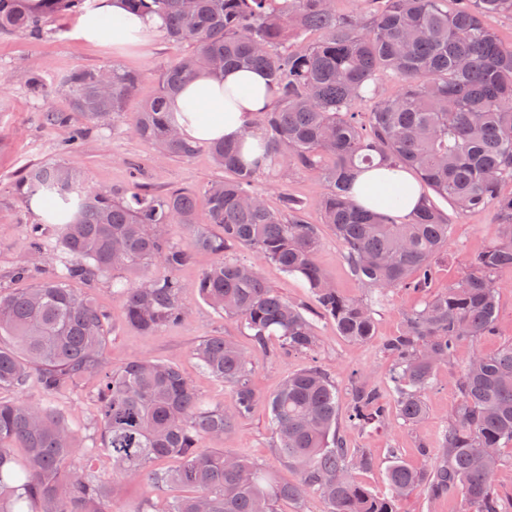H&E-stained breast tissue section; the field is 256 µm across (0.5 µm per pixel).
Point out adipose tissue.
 <instances>
[{
  "instance_id": "obj_1",
  "label": "adipose tissue",
  "mask_w": 512,
  "mask_h": 512,
  "mask_svg": "<svg viewBox=\"0 0 512 512\" xmlns=\"http://www.w3.org/2000/svg\"><path fill=\"white\" fill-rule=\"evenodd\" d=\"M159 18L129 12L122 0H98L96 8L81 15L75 29L77 39L127 52L148 43L159 30ZM275 89L258 70L226 69L221 76L201 72L182 92L169 100L181 134L193 142L217 139L244 140L247 160L260 158L257 139L245 138L244 126L255 113L274 108ZM404 184L401 203L396 210L407 218L422 202L418 182L407 172L375 167L358 174L354 199L362 207L380 210L388 205L384 188L391 182Z\"/></svg>"
}]
</instances>
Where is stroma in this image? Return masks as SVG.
Instances as JSON below:
<instances>
[{
  "label": "stroma",
  "instance_id": "obj_1",
  "mask_svg": "<svg viewBox=\"0 0 512 512\" xmlns=\"http://www.w3.org/2000/svg\"><path fill=\"white\" fill-rule=\"evenodd\" d=\"M76 20V15L58 14L48 23L44 37L39 40L21 32H0V284L5 286L11 284L15 266L26 258L23 250L26 228L40 221L34 202L15 188L19 176L30 165L69 164L90 186L106 193L124 192L136 184L158 194L173 189L195 192L196 219L202 224L207 221L204 189L224 176L212 158L208 143H199L196 152L188 157L159 159L154 149L132 131L136 113L142 111L158 87L160 71L177 56L191 53V45L172 43L161 33L143 47L118 54L77 39L74 35ZM112 65L139 73L142 81L126 100L122 111L103 125L73 110L64 79L78 67ZM34 68L40 71L46 84L45 91L38 94L30 87V71ZM50 110L62 113L64 123L45 125L42 116ZM257 186L272 208H280L286 196L303 202L304 219L320 227L317 262L322 271L344 295L367 296V288L353 277L342 258V245L334 229L320 221L315 200L324 185L316 173L278 168L263 173ZM499 232L498 217L493 210L468 213L454 224L447 248L436 259L433 283L426 294L405 290L388 292L374 307V336L360 344L339 336L331 321H318V346L309 355L285 353L274 339L266 349L255 348L251 337L236 320L224 317L205 303L194 284L201 271L214 260L213 255L207 253L196 254L178 273L189 307L186 320L151 335L123 324L124 296L113 288L111 276L90 282L76 280L72 286L109 313L110 335L105 356L111 364L141 358L173 362L208 403L227 405L231 397L227 388L202 368L193 354L194 345L206 336H222L243 349L252 363L253 382L260 401L254 412L225 438L223 447L293 482L297 479L296 472L285 466L274 448L265 404L267 397L289 375L316 363L335 382L340 407H347L359 381L376 388L385 403H392V360L382 349L384 340L399 330L404 311L420 307L425 297L444 292L464 274L467 259L495 240ZM229 256L258 263L269 286L298 305L315 307L314 297L300 279L285 274L273 264L259 262L255 253L241 247L230 250ZM499 284L495 335L458 343L451 365L435 373L426 397L427 415L421 426H411L395 414L390 415L384 426L362 436L348 425H341L340 430L347 440L355 447L367 449L374 460L370 469L354 472L356 482L384 491L385 471L392 453H399L406 463L419 468L426 462L424 449L437 448L440 434L459 399L452 373L466 365L475 351L492 354L503 343L512 341V271L503 272ZM18 398L33 406L52 405L64 416L78 442L94 447L97 433L93 423L99 405L94 380H78L54 396L46 394L34 378L23 391H0L1 400Z\"/></svg>",
  "mask_w": 512,
  "mask_h": 512
}]
</instances>
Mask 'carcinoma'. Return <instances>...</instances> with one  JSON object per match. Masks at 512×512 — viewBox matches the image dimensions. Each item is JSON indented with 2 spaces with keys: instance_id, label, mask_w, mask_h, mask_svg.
Masks as SVG:
<instances>
[{
  "instance_id": "1",
  "label": "carcinoma",
  "mask_w": 512,
  "mask_h": 512,
  "mask_svg": "<svg viewBox=\"0 0 512 512\" xmlns=\"http://www.w3.org/2000/svg\"><path fill=\"white\" fill-rule=\"evenodd\" d=\"M133 12L158 16L166 37L194 51L168 64L158 91L137 113L133 129L158 156L189 157L196 146L177 134L166 110L197 72L228 67L266 72L278 94L273 110L246 125L261 137V160L249 164L243 145L211 142L227 174L205 190L208 223L196 222V195L156 194L136 185L121 196L102 194L61 163L28 168L17 188L42 208L57 228L64 270L26 288L0 286V390L23 388L37 374L54 394L86 376L98 382L95 420L113 475L125 482L150 479L158 491L134 512H279L310 493L324 512H397V503L421 491L427 504L459 496L464 512H512L504 507L497 476L501 449L512 445V343L494 354L475 353L455 376L459 401L441 435L436 458L418 470L394 455L385 472L386 492L356 483L351 472L373 459L340 434L336 384L322 369L300 370L266 399L275 448L295 469V483L206 442H222L259 402L247 355L222 336L194 347L202 367L224 383L231 410L204 401L170 362L134 359L111 366L105 357L109 320L104 309L71 287L74 280L142 269L125 294L124 321L146 334L185 320L188 307L176 272L194 254L218 259L195 288L213 309L240 323L263 347L275 336L289 353L317 345V319L338 335L363 342L374 335L373 305L385 293L424 292L436 257L448 245L451 216L492 208L499 237L467 260V270L444 293L402 315L399 331L383 345L393 358L396 411L411 425L426 415L425 395L436 370L451 363L457 343L495 335L498 276L512 271V44L487 28L488 14L512 15V0H363L369 19L338 16L334 0H124ZM85 0H0V31L38 39L61 12H80ZM310 33L318 34L307 41ZM396 85L378 91L382 78ZM141 76L118 68H77L65 79L75 110L98 122L122 110ZM416 173L432 191L411 218L359 207L352 198L354 172L374 162ZM276 167L318 173L325 191L315 205L322 223L336 230L354 276L375 293L346 297L316 262L318 225L301 219L288 200L269 208L256 186ZM182 225L188 238L172 240ZM251 249L303 280L318 304L308 312L270 287L254 263L228 259L231 247ZM30 263L16 268L23 281L47 251L38 225L25 236ZM388 407L372 387L355 386L347 414L359 433L384 422ZM24 449L18 460L13 449ZM93 448H82L53 407L0 400V512H112L113 482L91 469ZM163 458L173 470L152 471ZM167 486L190 489L165 496Z\"/></svg>"
}]
</instances>
